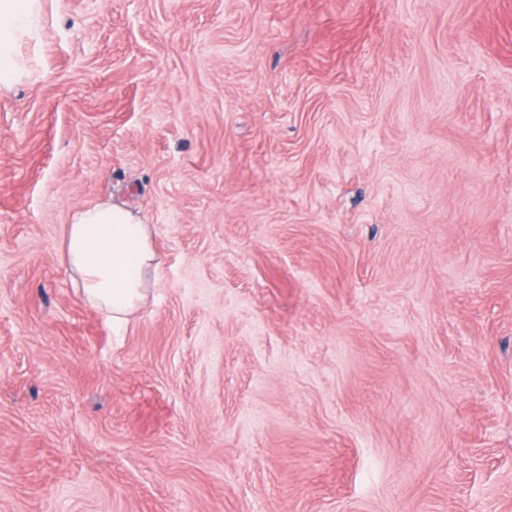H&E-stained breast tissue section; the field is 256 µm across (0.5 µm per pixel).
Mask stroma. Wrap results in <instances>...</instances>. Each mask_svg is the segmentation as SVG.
<instances>
[{"label":"stroma","mask_w":512,"mask_h":512,"mask_svg":"<svg viewBox=\"0 0 512 512\" xmlns=\"http://www.w3.org/2000/svg\"><path fill=\"white\" fill-rule=\"evenodd\" d=\"M0 89V512H512V0H43ZM156 230L121 324L74 211Z\"/></svg>","instance_id":"stroma-1"}]
</instances>
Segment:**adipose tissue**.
I'll list each match as a JSON object with an SVG mask.
<instances>
[{
	"label": "adipose tissue",
	"instance_id": "ef3b65f1",
	"mask_svg": "<svg viewBox=\"0 0 512 512\" xmlns=\"http://www.w3.org/2000/svg\"><path fill=\"white\" fill-rule=\"evenodd\" d=\"M41 0H0V88L23 77L20 41L40 29ZM155 228L130 210L99 204L73 213L60 244L62 264L92 307L119 323L144 303L158 277Z\"/></svg>",
	"mask_w": 512,
	"mask_h": 512
}]
</instances>
